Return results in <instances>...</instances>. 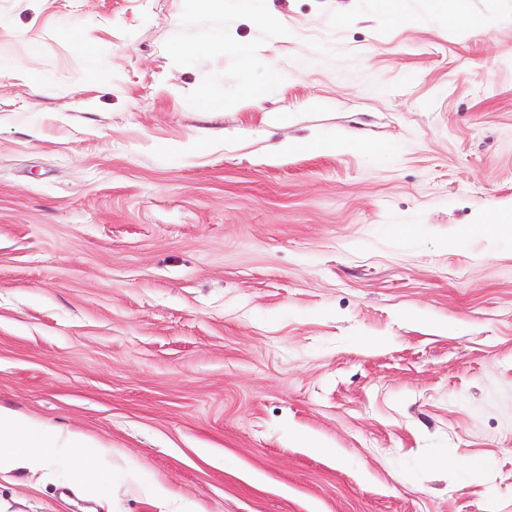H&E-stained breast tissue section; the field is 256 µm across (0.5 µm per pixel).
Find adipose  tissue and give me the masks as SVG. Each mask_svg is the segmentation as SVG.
<instances>
[{"mask_svg":"<svg viewBox=\"0 0 512 512\" xmlns=\"http://www.w3.org/2000/svg\"><path fill=\"white\" fill-rule=\"evenodd\" d=\"M56 458L68 461L72 481L100 497L110 488L101 449L90 446L79 434L0 411V472L23 465L33 471L45 469Z\"/></svg>","mask_w":512,"mask_h":512,"instance_id":"adipose-tissue-1","label":"adipose tissue"}]
</instances>
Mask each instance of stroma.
Returning <instances> with one entry per match:
<instances>
[{
	"label": "stroma",
	"mask_w": 512,
	"mask_h": 512,
	"mask_svg": "<svg viewBox=\"0 0 512 512\" xmlns=\"http://www.w3.org/2000/svg\"><path fill=\"white\" fill-rule=\"evenodd\" d=\"M0 407L112 478L0 512H512V0H0Z\"/></svg>",
	"instance_id": "stroma-1"
}]
</instances>
